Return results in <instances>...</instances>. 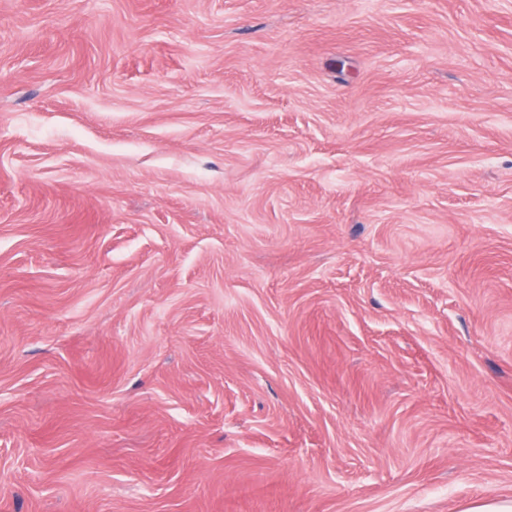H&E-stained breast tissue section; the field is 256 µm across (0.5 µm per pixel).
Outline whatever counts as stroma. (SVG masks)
Segmentation results:
<instances>
[{"label":"stroma","instance_id":"1","mask_svg":"<svg viewBox=\"0 0 512 512\" xmlns=\"http://www.w3.org/2000/svg\"><path fill=\"white\" fill-rule=\"evenodd\" d=\"M512 502V0H0V512Z\"/></svg>","mask_w":512,"mask_h":512}]
</instances>
